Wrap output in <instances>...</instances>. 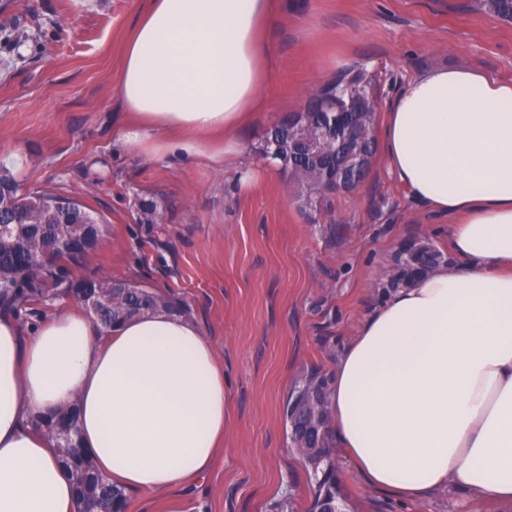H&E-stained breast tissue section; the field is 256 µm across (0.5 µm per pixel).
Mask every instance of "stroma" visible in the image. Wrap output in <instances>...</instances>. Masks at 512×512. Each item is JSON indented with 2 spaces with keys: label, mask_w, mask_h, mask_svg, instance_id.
<instances>
[{
  "label": "stroma",
  "mask_w": 512,
  "mask_h": 512,
  "mask_svg": "<svg viewBox=\"0 0 512 512\" xmlns=\"http://www.w3.org/2000/svg\"><path fill=\"white\" fill-rule=\"evenodd\" d=\"M144 0H0V163L33 191L80 197L109 233L75 273L171 292L216 345L233 418L185 512H307L315 478L287 437L283 405L312 369L332 371L401 244L448 252L441 218L408 199L375 157L357 194L303 212L287 173L242 188L235 168L143 162L115 143L125 116L119 74ZM473 0H278L277 68L262 114L241 134L254 154L266 128L315 85L360 65L387 112L406 83L438 66L512 81V21ZM154 208L146 217L145 205ZM349 512H512L459 487L408 502L372 490L335 454Z\"/></svg>",
  "instance_id": "obj_1"
}]
</instances>
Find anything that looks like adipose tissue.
Masks as SVG:
<instances>
[{"label":"adipose tissue","mask_w":512,"mask_h":512,"mask_svg":"<svg viewBox=\"0 0 512 512\" xmlns=\"http://www.w3.org/2000/svg\"><path fill=\"white\" fill-rule=\"evenodd\" d=\"M275 0H145L119 80L121 146L224 164L274 68ZM390 173L453 217L455 263L370 310L332 372V434L372 489L417 501L454 485L512 501V83L437 67L384 122ZM77 407L78 440L113 482L165 497L214 467L232 418L216 348L165 312L104 332L64 309L23 329L0 306V512H79L33 416Z\"/></svg>","instance_id":"obj_1"}]
</instances>
